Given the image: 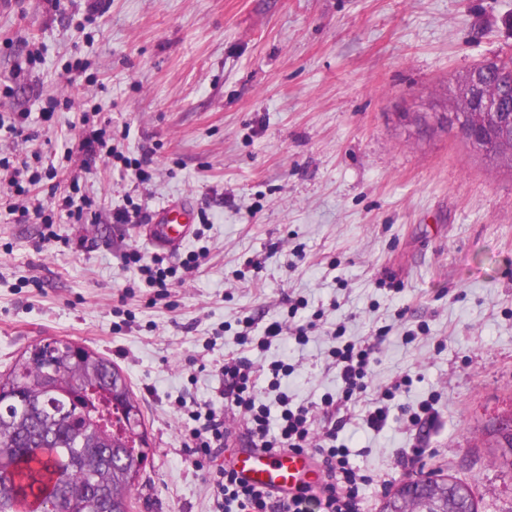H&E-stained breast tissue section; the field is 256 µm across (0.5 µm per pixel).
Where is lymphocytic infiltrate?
<instances>
[{
    "instance_id": "1",
    "label": "lymphocytic infiltrate",
    "mask_w": 512,
    "mask_h": 512,
    "mask_svg": "<svg viewBox=\"0 0 512 512\" xmlns=\"http://www.w3.org/2000/svg\"><path fill=\"white\" fill-rule=\"evenodd\" d=\"M57 168L52 157L40 156L36 161L27 158L12 160L0 158V183H7L16 200L28 197L40 187L43 180H50L48 201H35L33 210L45 226H53L59 214L82 223L90 213L95 200L82 193L78 184L60 187L54 182ZM10 203V210L18 205ZM205 251L189 252L180 266L166 265L162 256L145 260L140 251L131 249L123 253L122 264L136 271L146 287L152 288L154 302L166 301L170 296L172 278L196 272L205 258ZM297 304H290L288 315L269 323L261 337L252 334L250 319H241L239 342L243 348H268L272 341L288 336L305 342L307 329L295 324ZM344 327H337L328 351L330 364L342 382L339 397H326L320 411L328 427L322 444H314L313 414L309 407L292 405L282 380L292 371L291 365L277 360L266 365L256 364L246 355L225 359L220 367L224 386L220 391L224 401L222 409H215L211 402L179 400L178 413L186 415L190 426L184 433V446L198 462L212 461L223 454L232 436L233 423L244 426L248 445L266 451H303L314 449L322 480L318 487H304L297 494L280 498L272 493L244 484L234 470L218 467L208 482L209 512H360L361 491L369 484L367 475L353 466L347 448L340 445L338 437L348 424L347 416L340 410L356 401L368 387L372 363V346L345 340ZM266 382L268 391L274 392L281 408L278 421H271L269 407L260 399L257 386Z\"/></svg>"
}]
</instances>
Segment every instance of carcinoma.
<instances>
[{"mask_svg": "<svg viewBox=\"0 0 512 512\" xmlns=\"http://www.w3.org/2000/svg\"><path fill=\"white\" fill-rule=\"evenodd\" d=\"M482 77L490 96L512 52ZM0 512H47L62 500L79 507L102 492L106 512H130L131 495L148 458L139 400L119 366L79 344L49 351L36 344L0 373ZM98 424L95 438L86 423ZM448 496L450 512H477L470 486Z\"/></svg>", "mask_w": 512, "mask_h": 512, "instance_id": "obj_1", "label": "carcinoma"}]
</instances>
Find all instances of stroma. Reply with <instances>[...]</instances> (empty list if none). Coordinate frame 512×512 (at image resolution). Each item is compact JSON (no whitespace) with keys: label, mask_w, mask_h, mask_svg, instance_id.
Masks as SVG:
<instances>
[{"label":"stroma","mask_w":512,"mask_h":512,"mask_svg":"<svg viewBox=\"0 0 512 512\" xmlns=\"http://www.w3.org/2000/svg\"><path fill=\"white\" fill-rule=\"evenodd\" d=\"M512 0H0V113L28 111L36 148L77 147L79 109L101 105L124 156L154 150L140 183L123 162L73 159L61 183L96 200L58 240L0 206V371L41 340L64 338L118 365L149 438L133 512H208L209 473L182 445L177 399L217 400L238 321L257 330L300 303L324 316L306 343L250 351L288 362L294 404H320L342 383L329 331L372 345L368 389L340 437L384 486L441 471L472 488L479 512H512V474L487 433L512 411V169L454 129H418L407 112H443L470 68L512 50ZM41 64L25 66L31 46ZM89 65L93 86L71 83ZM72 100L42 111L40 94ZM189 200L199 216L176 250L151 244L152 221L116 224L134 203L150 216ZM137 248L179 265L170 305L130 288L121 255ZM392 275L401 290L380 286ZM382 429L364 414L400 377ZM432 402L430 417L410 416Z\"/></svg>","instance_id":"1"}]
</instances>
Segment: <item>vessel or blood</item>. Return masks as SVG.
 Instances as JSON below:
<instances>
[{
    "label": "vessel or blood",
    "instance_id": "obj_1",
    "mask_svg": "<svg viewBox=\"0 0 512 512\" xmlns=\"http://www.w3.org/2000/svg\"><path fill=\"white\" fill-rule=\"evenodd\" d=\"M155 234L165 246L181 245L195 221L192 205L185 201L170 204L156 215ZM245 484L279 494H294L307 485L319 483L321 474L310 452L268 453L255 448L235 449L229 460Z\"/></svg>",
    "mask_w": 512,
    "mask_h": 512
}]
</instances>
